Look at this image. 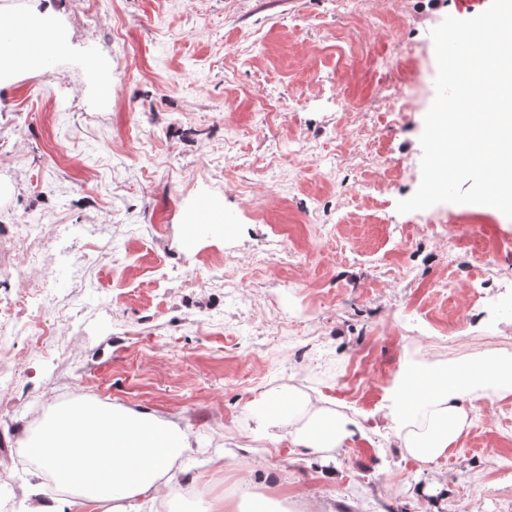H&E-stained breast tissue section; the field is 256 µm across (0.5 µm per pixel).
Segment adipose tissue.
<instances>
[{"mask_svg": "<svg viewBox=\"0 0 512 512\" xmlns=\"http://www.w3.org/2000/svg\"><path fill=\"white\" fill-rule=\"evenodd\" d=\"M56 20L49 2L29 13L15 45L0 48V85L11 73L40 69L45 55L59 44ZM435 380V387L418 398L409 386L400 389L403 399L414 402L401 446L424 464L444 457L468 427V407L481 400V388L491 386L495 400L512 395V382L488 384L482 368L471 377L446 369ZM285 407L302 408L307 421L289 429L287 436H272V443L285 440L291 447L322 456L342 447L354 434L348 422L329 417L307 394L274 393L250 412L268 427L282 420ZM47 428V434L35 442L41 466L60 484L73 487L75 495L62 505L36 504L31 512H141L145 507L151 512L170 495L196 485L189 475L173 472L175 464L192 451L189 432L150 411L71 407L52 417Z\"/></svg>", "mask_w": 512, "mask_h": 512, "instance_id": "adipose-tissue-1", "label": "adipose tissue"}]
</instances>
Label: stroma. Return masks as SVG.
Listing matches in <instances>:
<instances>
[{
    "label": "stroma",
    "instance_id": "obj_1",
    "mask_svg": "<svg viewBox=\"0 0 512 512\" xmlns=\"http://www.w3.org/2000/svg\"><path fill=\"white\" fill-rule=\"evenodd\" d=\"M52 4L60 50L0 87V298L51 287L35 315L64 348L30 364L15 408L0 410V456L62 408L117 405L198 441L197 491L160 512H203L215 493L251 512L275 485L290 512H512V396L478 402L430 465L401 448L397 416L407 370L469 368L512 347V219L465 204L397 210L421 183L430 31L490 0H405L400 18L364 0L354 23L339 0ZM405 74L414 107L378 115ZM345 100L374 123L348 118ZM47 214L103 227L73 235L68 255L48 246L50 285L13 245L16 225ZM212 258L234 268V294ZM273 391L312 393L368 432L326 462L272 447L248 407ZM242 448L248 459L208 471ZM36 497L57 499L38 465L0 481L13 512Z\"/></svg>",
    "mask_w": 512,
    "mask_h": 512
}]
</instances>
